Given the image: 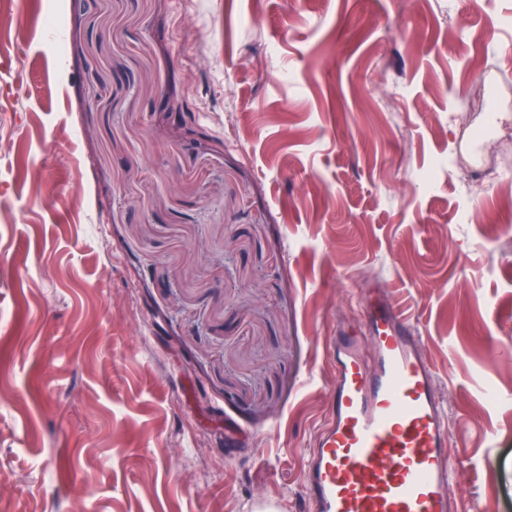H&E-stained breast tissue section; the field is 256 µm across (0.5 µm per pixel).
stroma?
Instances as JSON below:
<instances>
[{
	"mask_svg": "<svg viewBox=\"0 0 512 512\" xmlns=\"http://www.w3.org/2000/svg\"><path fill=\"white\" fill-rule=\"evenodd\" d=\"M62 7L0 0V512H311L376 280L512 512V0Z\"/></svg>",
	"mask_w": 512,
	"mask_h": 512,
	"instance_id": "stroma-1",
	"label": "stroma"
}]
</instances>
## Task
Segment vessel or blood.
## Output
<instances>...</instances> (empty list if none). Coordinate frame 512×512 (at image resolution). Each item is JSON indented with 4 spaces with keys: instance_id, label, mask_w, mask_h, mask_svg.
<instances>
[{
    "instance_id": "obj_1",
    "label": "vessel or blood",
    "mask_w": 512,
    "mask_h": 512,
    "mask_svg": "<svg viewBox=\"0 0 512 512\" xmlns=\"http://www.w3.org/2000/svg\"><path fill=\"white\" fill-rule=\"evenodd\" d=\"M365 360L336 338L333 410L308 449L302 487L312 512H448L450 425L413 327L385 289L364 308Z\"/></svg>"
}]
</instances>
